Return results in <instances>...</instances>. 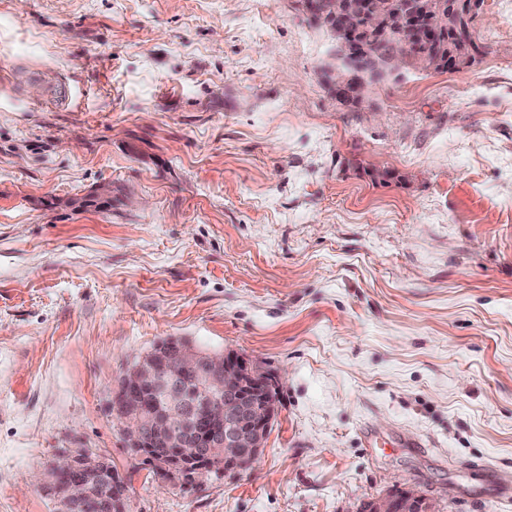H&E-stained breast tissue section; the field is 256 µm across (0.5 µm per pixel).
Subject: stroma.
Segmentation results:
<instances>
[{
  "mask_svg": "<svg viewBox=\"0 0 512 512\" xmlns=\"http://www.w3.org/2000/svg\"><path fill=\"white\" fill-rule=\"evenodd\" d=\"M471 32L348 109L292 0H0V512H58L78 450L128 512H512V0ZM170 337L277 378L250 469L126 448L110 391ZM372 512H436L425 499L411 495L410 498L400 499L386 497L372 502Z\"/></svg>",
  "mask_w": 512,
  "mask_h": 512,
  "instance_id": "35a3bbf8",
  "label": "stroma"
}]
</instances>
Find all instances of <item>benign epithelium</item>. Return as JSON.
I'll return each instance as SVG.
<instances>
[{
  "label": "benign epithelium",
  "instance_id": "obj_1",
  "mask_svg": "<svg viewBox=\"0 0 512 512\" xmlns=\"http://www.w3.org/2000/svg\"><path fill=\"white\" fill-rule=\"evenodd\" d=\"M389 0H337L328 28L335 37V68L328 70L336 100L345 106H359L368 101L375 49L383 40V10ZM456 7L455 0L441 5L436 0H409L400 14L392 40L398 51L385 61V70L392 78L405 69L429 70L459 65V55L450 46L433 49L430 45L415 46L407 33L422 27L433 33L447 29L448 14ZM178 369L193 374L200 391L213 397L211 419L224 423V436L219 438L210 429L188 427L190 413L182 392L165 385L156 366L146 357L125 371L111 397L130 400L146 389H160L169 411L162 419H153L156 435L176 445L181 452L158 457L162 468L178 469L204 455L209 470L241 469L242 449H250V462H255L265 447L276 417V406L261 393L259 374L249 363L232 351L215 353L177 345ZM146 419L136 415L122 419V435L127 448L137 455L143 448V425ZM93 465L88 456L75 451L61 456L54 464L56 474L72 475ZM370 512H436L425 499L412 495L405 499L386 497L372 502Z\"/></svg>",
  "mask_w": 512,
  "mask_h": 512
}]
</instances>
